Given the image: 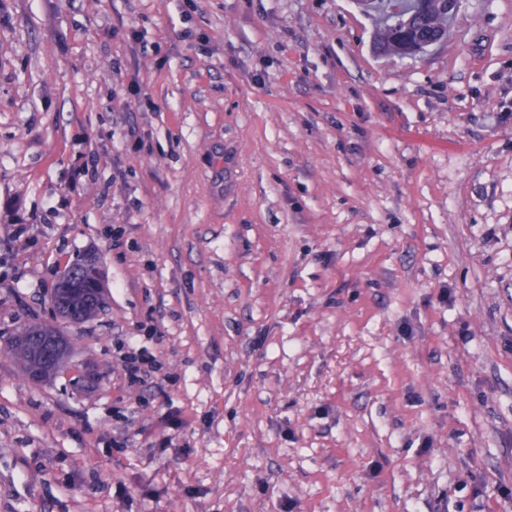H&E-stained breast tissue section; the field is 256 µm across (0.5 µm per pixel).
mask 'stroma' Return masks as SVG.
I'll return each mask as SVG.
<instances>
[{
    "label": "stroma",
    "mask_w": 512,
    "mask_h": 512,
    "mask_svg": "<svg viewBox=\"0 0 512 512\" xmlns=\"http://www.w3.org/2000/svg\"><path fill=\"white\" fill-rule=\"evenodd\" d=\"M375 25L0 0V336L109 288L55 379L0 353V512H512V0ZM447 1L448 11L444 0H382L391 23L379 31L380 48L389 55H411L406 52L411 45L419 47L416 54L428 48L424 44L436 32L447 35L448 17L455 15L459 0ZM86 274L89 283L93 285L96 290H99L105 284L103 273L96 262H87L84 269L78 274ZM88 295L87 297H84ZM89 301V304L86 302ZM106 304V289H100L98 292H81L70 298L68 305H71L76 313H83L86 315L87 320L97 316L99 312L105 307ZM70 307V308H72ZM123 362V369L131 385L143 381L159 365L156 357L146 348L125 356Z\"/></svg>",
    "instance_id": "35a3bbf8"
}]
</instances>
